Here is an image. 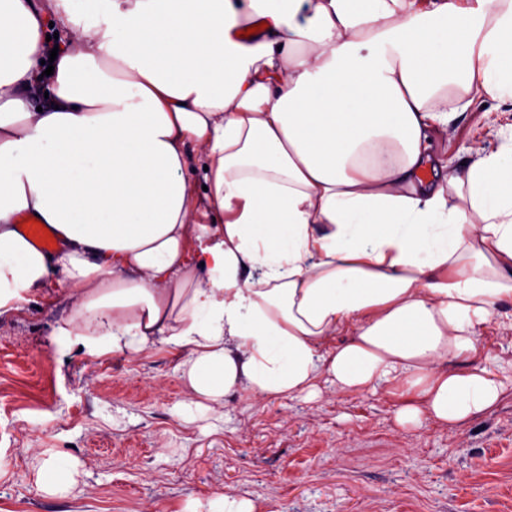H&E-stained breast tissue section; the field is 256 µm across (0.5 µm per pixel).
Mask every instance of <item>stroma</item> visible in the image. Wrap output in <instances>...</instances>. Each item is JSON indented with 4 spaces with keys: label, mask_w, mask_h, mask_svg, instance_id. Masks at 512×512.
<instances>
[{
    "label": "stroma",
    "mask_w": 512,
    "mask_h": 512,
    "mask_svg": "<svg viewBox=\"0 0 512 512\" xmlns=\"http://www.w3.org/2000/svg\"><path fill=\"white\" fill-rule=\"evenodd\" d=\"M506 125L471 106L436 149L465 166ZM70 293L0 316V512H205L224 492L255 512H512L511 392L447 428L398 423L384 390L189 407L168 347L95 357L56 336ZM59 456L61 483L43 473Z\"/></svg>",
    "instance_id": "obj_1"
}]
</instances>
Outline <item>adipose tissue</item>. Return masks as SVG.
I'll return each instance as SVG.
<instances>
[{
  "instance_id": "obj_1",
  "label": "adipose tissue",
  "mask_w": 512,
  "mask_h": 512,
  "mask_svg": "<svg viewBox=\"0 0 512 512\" xmlns=\"http://www.w3.org/2000/svg\"><path fill=\"white\" fill-rule=\"evenodd\" d=\"M53 2L78 32L47 76L43 5L0 0V315L68 281L55 335L167 346L218 406L384 389L460 426L512 392L480 354L512 343V133L462 170L433 146L512 107V0ZM25 224V229L30 238L45 251H51L59 241L47 232L43 225L35 224L28 217L22 216L19 221Z\"/></svg>"
}]
</instances>
